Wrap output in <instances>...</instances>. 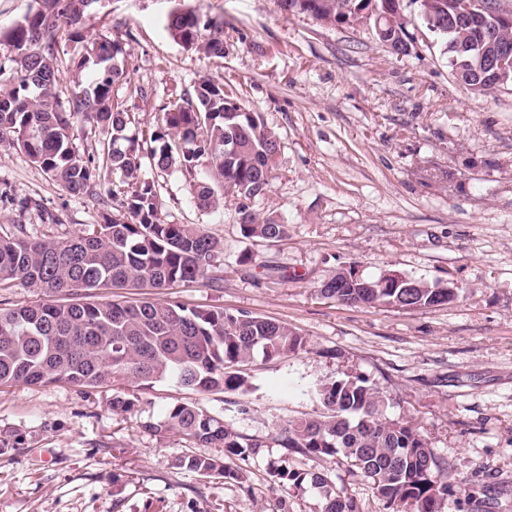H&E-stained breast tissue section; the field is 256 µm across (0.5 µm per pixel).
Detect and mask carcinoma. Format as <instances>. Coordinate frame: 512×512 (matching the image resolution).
<instances>
[{
    "label": "carcinoma",
    "instance_id": "carcinoma-1",
    "mask_svg": "<svg viewBox=\"0 0 512 512\" xmlns=\"http://www.w3.org/2000/svg\"><path fill=\"white\" fill-rule=\"evenodd\" d=\"M404 0H280L283 11L331 18L337 25L375 21L382 16L378 40L397 54H409L411 19ZM418 19L444 42L448 66L471 90L491 94L512 87L484 70L468 46L491 36L512 42V28L490 33L491 17L479 12L456 26L451 17L463 0H413ZM92 6L84 0H38L36 10L12 28L5 40L15 68H0V140L16 144L42 171L71 194H83L101 181L103 166L95 156L73 146L74 125L81 120L112 135L107 160L132 181L116 213L88 232L61 240L0 235V288L28 285L63 298L36 305L0 308V387L64 382L85 388H113L127 382L149 385L170 379L179 387L247 394L252 384L244 367L256 355L284 358L306 347L304 337L287 324L222 308L189 309L150 295L178 283L207 276L220 261L221 241L197 224H165L158 211L155 185L139 178L143 159L166 171L196 168L208 160L222 188L238 200L242 235L256 242H276L286 225L261 217L254 203L265 196L276 166L279 144L260 115L224 94V85L201 80L194 97L167 109L162 124L141 146L125 134L128 115L112 103V88L125 76L126 50L107 40L88 41L82 25ZM166 28L174 40L209 57H224V25L201 23L178 7ZM82 45L72 68L85 78L73 81L67 102L58 100L60 75L55 51L60 31ZM191 144L185 151L173 144ZM200 209L217 198L215 183L190 185ZM354 267L336 271L329 297L350 304L419 309L458 297L438 283L406 282L383 273L354 277ZM106 289L112 299L92 301ZM320 402L316 415L288 420L276 435L283 448L302 457L341 456L369 481L393 512H439L451 486L446 467L429 448L425 435L408 419L386 416L387 395L369 379L356 375L313 386ZM149 427L179 432L202 445L224 450L221 456L186 453L174 467L205 478L246 481L233 459H245L266 447L265 441L237 432L224 420L192 403L170 406L164 419ZM272 476L282 485L318 489L323 512H360L357 502L322 473L297 464L279 465Z\"/></svg>",
    "mask_w": 512,
    "mask_h": 512
}]
</instances>
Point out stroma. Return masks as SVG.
<instances>
[{
	"instance_id": "stroma-1",
	"label": "stroma",
	"mask_w": 512,
	"mask_h": 512,
	"mask_svg": "<svg viewBox=\"0 0 512 512\" xmlns=\"http://www.w3.org/2000/svg\"><path fill=\"white\" fill-rule=\"evenodd\" d=\"M180 5L223 21V57L169 36L165 20ZM404 8L413 20L406 56L381 44L372 24L327 25L278 0H103L85 16L87 38L127 51L112 98L128 111V136L148 141L165 109L207 78L260 112L280 141L271 188L254 205L286 224L275 243L241 234L231 195L208 210L193 204L189 187L208 178L207 160L190 173L143 163L164 221L200 225L224 245L209 280L174 286L166 299L285 322L308 344L250 364L253 389L242 398L129 383L134 410L116 413L108 388L0 387V437L20 442L0 447V512H321L313 486L289 490L271 476L287 449L272 444L240 461L244 483L203 478L173 461L213 448L150 425L181 401L267 438L319 412L306 388L349 374L387 391L388 417L413 420L448 483L468 479L476 504L450 498L441 512H512V90L473 93L412 0ZM122 189L108 170L100 186L71 194L0 141V235L92 229ZM15 197L32 204L19 208ZM349 264L366 277L392 270L453 282L461 293L411 310L322 296V281ZM240 398L248 414H237ZM304 467L327 474L361 512H389L345 460L311 457Z\"/></svg>"
}]
</instances>
